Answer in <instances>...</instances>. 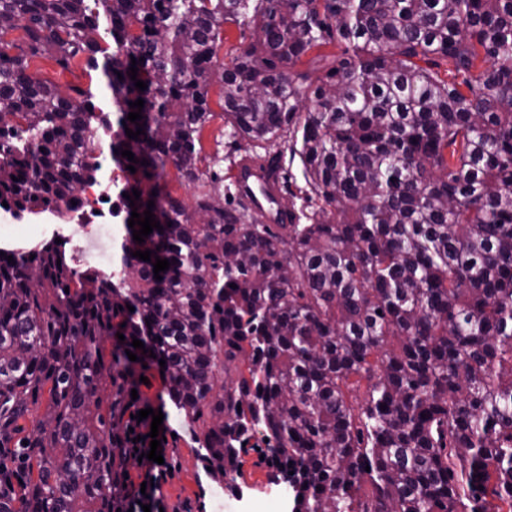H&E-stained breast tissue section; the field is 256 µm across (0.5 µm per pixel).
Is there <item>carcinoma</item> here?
I'll return each instance as SVG.
<instances>
[{"label":"carcinoma","instance_id":"obj_1","mask_svg":"<svg viewBox=\"0 0 512 512\" xmlns=\"http://www.w3.org/2000/svg\"><path fill=\"white\" fill-rule=\"evenodd\" d=\"M282 2L0 0V206L78 211L110 126L125 219L136 189L163 227L140 244L123 224L114 258L142 288L54 241L0 248V476L20 468L0 512H124L128 350L165 360L190 427L210 418L215 479L262 424L297 512H512V0ZM229 21L255 42L222 62ZM333 43L323 76L290 75ZM78 56L113 109L30 71ZM243 141L301 200L278 231L224 192V144ZM138 250L169 261L162 279ZM245 353L249 376L215 390Z\"/></svg>","mask_w":512,"mask_h":512}]
</instances>
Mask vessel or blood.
Masks as SVG:
<instances>
[{
    "label": "vessel or blood",
    "instance_id": "1",
    "mask_svg": "<svg viewBox=\"0 0 512 512\" xmlns=\"http://www.w3.org/2000/svg\"><path fill=\"white\" fill-rule=\"evenodd\" d=\"M233 183L237 192L250 200L263 223H288L289 214L278 202L275 176L268 167L249 161L239 162L234 169Z\"/></svg>",
    "mask_w": 512,
    "mask_h": 512
}]
</instances>
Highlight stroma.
<instances>
[{
    "mask_svg": "<svg viewBox=\"0 0 512 512\" xmlns=\"http://www.w3.org/2000/svg\"><path fill=\"white\" fill-rule=\"evenodd\" d=\"M88 222L111 225L112 231L86 234L83 226ZM123 222L124 214L117 204L66 219L50 211H26L18 216L13 210L0 208V246L8 248L59 238L65 244L72 267L82 270L93 265L95 256H112ZM146 376L148 383L142 386V395L148 407L161 410L164 415L161 429L169 473L161 496L169 512H260L261 503L268 497L267 486L278 474L271 461L262 456L266 448L263 428L253 431L232 475L234 484L243 490L242 498L229 507L219 508L214 495L216 482L203 465L200 445L169 400L158 372L150 369Z\"/></svg>",
    "mask_w": 512,
    "mask_h": 512,
    "instance_id": "35a3bbf8",
    "label": "stroma"
}]
</instances>
